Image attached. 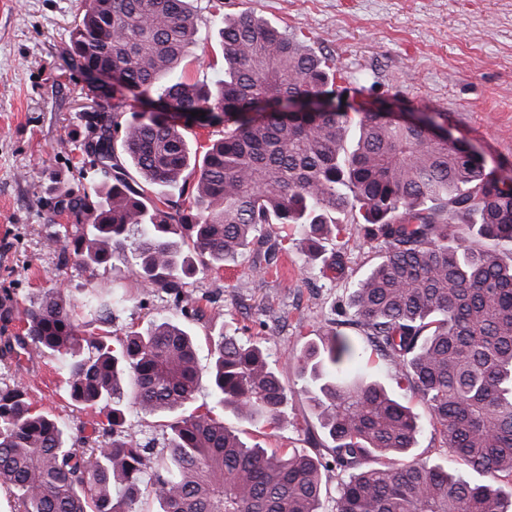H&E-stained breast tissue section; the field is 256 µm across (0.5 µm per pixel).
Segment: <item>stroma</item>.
Returning <instances> with one entry per match:
<instances>
[{
	"mask_svg": "<svg viewBox=\"0 0 512 512\" xmlns=\"http://www.w3.org/2000/svg\"><path fill=\"white\" fill-rule=\"evenodd\" d=\"M200 39L194 48L192 79L209 81L223 72L210 38L217 14L254 13L288 27L314 50L331 55L343 74L340 94L347 103L377 111L392 105L402 112H443L444 128L471 147L488 170L512 173V0H190ZM82 0H0V289L25 303L40 289L60 287L77 305L85 333L100 325L84 303L93 285L111 288L123 306L111 328L124 335L175 310L137 280L129 252L89 275L63 263L52 242L61 222L51 190L92 177V160L80 147L89 101L85 81L68 69L61 52L80 16ZM271 238L287 237L288 251L265 275L254 270L255 252L221 269H198L189 290L203 307L202 319L185 320L201 345V372H208L207 337L234 334L264 340L278 370L295 381L298 358L318 342L327 320L349 318L348 294L383 251L366 241L359 225L327 242L341 251L343 265L329 272L305 256L308 242L297 225H274ZM425 427L411 458L447 464L448 450L428 427L429 414L406 380L387 361L364 367ZM31 400L55 414L70 436H83L94 410L70 399L61 361L33 356L22 371ZM287 427L258 428L225 413L224 423L251 443L266 448L314 450L323 433L311 403L296 393Z\"/></svg>",
	"mask_w": 512,
	"mask_h": 512,
	"instance_id": "35a3bbf8",
	"label": "stroma"
}]
</instances>
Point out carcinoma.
<instances>
[{"mask_svg": "<svg viewBox=\"0 0 512 512\" xmlns=\"http://www.w3.org/2000/svg\"><path fill=\"white\" fill-rule=\"evenodd\" d=\"M224 75L192 81L198 26L190 0H85L63 60L85 74L112 69L153 111H128L124 95L86 84L99 111L84 151L98 180L56 196L74 222L54 235L64 258L90 273L131 249L136 274L185 318L203 316L185 276L220 268L253 243L258 273L275 265L287 238L270 224H300L307 258L360 224L386 251L352 288L353 317L326 327L299 358L301 387L285 383L256 344L208 337L213 405L180 413L201 383L198 346L171 320L145 332L84 336L75 307L52 288L23 310L0 298V361L22 368L33 354L68 371L70 397L98 410L77 447L65 427L0 385V485L18 512H323L322 473H346L334 512H512V187L483 160L415 125H389L359 105L288 117L256 105L273 96H336L340 71L304 41L242 12L214 24ZM191 112H217L224 126L202 158L191 153ZM110 325L120 300L88 298ZM389 361L427 407L430 424L476 483L443 465L399 463L423 426L413 409L349 366L366 350ZM144 415L178 413L167 456L126 430L122 382ZM307 394L333 442L326 453L249 445L224 426L228 410L261 428L288 423V400ZM374 465H367L368 461Z\"/></svg>", "mask_w": 512, "mask_h": 512, "instance_id": "carcinoma-1", "label": "carcinoma"}]
</instances>
